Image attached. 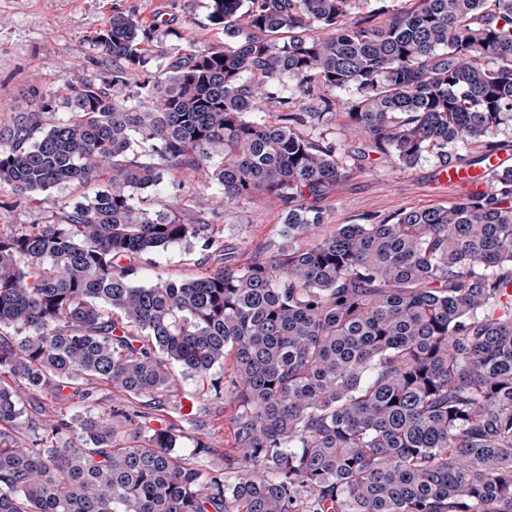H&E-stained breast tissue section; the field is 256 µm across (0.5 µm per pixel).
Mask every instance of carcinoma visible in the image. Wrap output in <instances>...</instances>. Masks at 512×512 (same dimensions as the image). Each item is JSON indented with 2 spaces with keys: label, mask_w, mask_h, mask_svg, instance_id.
I'll use <instances>...</instances> for the list:
<instances>
[{
  "label": "carcinoma",
  "mask_w": 512,
  "mask_h": 512,
  "mask_svg": "<svg viewBox=\"0 0 512 512\" xmlns=\"http://www.w3.org/2000/svg\"><path fill=\"white\" fill-rule=\"evenodd\" d=\"M409 2L210 0L232 44L163 73L152 32L118 12L89 39L112 86L63 85L68 117L49 125L46 95L4 119L1 191L103 188L62 224L0 231V512H512V166L493 163L512 129V0ZM339 116L355 144L329 136ZM430 158L489 190L323 233L350 173ZM170 172L226 207H279V250L238 266L195 184L192 223L141 208ZM193 240L215 268L136 282V260ZM227 358L213 388L242 454L221 469L202 464L211 445L183 453L175 428L94 399L106 384L162 408L178 376ZM67 387L90 409L21 443V392L59 403Z\"/></svg>",
  "instance_id": "cac0c4a2"
}]
</instances>
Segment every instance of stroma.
Returning <instances> with one entry per match:
<instances>
[{
    "label": "stroma",
    "mask_w": 512,
    "mask_h": 512,
    "mask_svg": "<svg viewBox=\"0 0 512 512\" xmlns=\"http://www.w3.org/2000/svg\"><path fill=\"white\" fill-rule=\"evenodd\" d=\"M209 0H0V107L10 116L29 112L38 98L63 84L103 82L112 78V63L94 53L88 39L102 28L112 13L135 14L151 29L159 47L149 66L168 67L187 52L186 36L202 46H221L224 35L209 20ZM464 189L436 174L434 161L425 160L406 169L382 163L374 171L357 173L340 181L325 207L330 224H350L366 215H388L399 210L448 206ZM94 187L71 183L58 185L30 198L0 193V228L34 221H61L64 206L86 203ZM209 219L224 247L232 249L238 265L272 255L281 246L282 212L263 201L216 207ZM209 262L199 244L180 243L145 255L139 261L137 280L142 285L157 279L182 281L199 276ZM195 397L196 422L187 427L188 439L211 444L206 467L217 469L226 459L240 456L234 440V407L225 395L215 393L209 382L178 377L171 397Z\"/></svg>",
    "instance_id": "35a3bbf8"
}]
</instances>
